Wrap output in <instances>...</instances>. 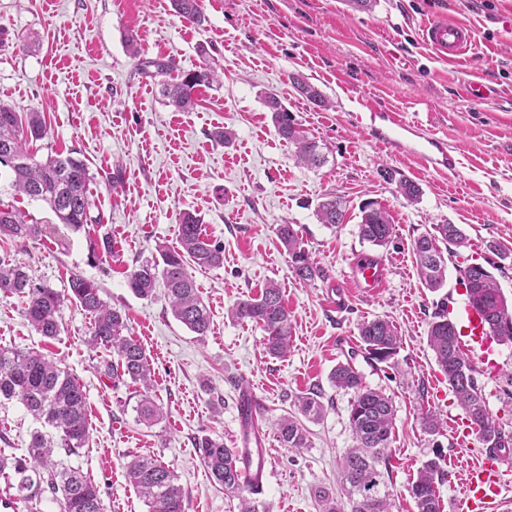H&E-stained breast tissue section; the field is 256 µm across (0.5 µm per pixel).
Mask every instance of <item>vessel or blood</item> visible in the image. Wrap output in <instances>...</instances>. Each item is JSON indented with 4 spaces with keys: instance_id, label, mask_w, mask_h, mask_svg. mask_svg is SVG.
I'll return each instance as SVG.
<instances>
[{
    "instance_id": "vessel-or-blood-1",
    "label": "vessel or blood",
    "mask_w": 512,
    "mask_h": 512,
    "mask_svg": "<svg viewBox=\"0 0 512 512\" xmlns=\"http://www.w3.org/2000/svg\"><path fill=\"white\" fill-rule=\"evenodd\" d=\"M421 37L440 59L451 62L466 56L475 45L468 27L443 17L427 21L421 28ZM382 121V127L374 131L381 144L396 151L411 150L426 166L435 169L453 165L454 159L445 141L430 134H420L417 127L404 119L402 113L385 112ZM385 277L384 265L378 260L362 256L352 264L353 284L363 293H377L383 288ZM463 329L470 343L478 346L482 360H489L494 354L492 339L479 312L466 308ZM237 407L242 427L255 442L254 447L243 451L245 462L242 477L252 491L260 493L264 490L267 477V461L260 448L265 403L256 394L246 393L242 395ZM496 464L494 452L489 449L485 451L480 466L465 474V512H499L503 506L501 489L496 481Z\"/></svg>"
}]
</instances>
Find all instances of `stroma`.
I'll return each instance as SVG.
<instances>
[{"instance_id":"35a3bbf8","label":"stroma","mask_w":512,"mask_h":512,"mask_svg":"<svg viewBox=\"0 0 512 512\" xmlns=\"http://www.w3.org/2000/svg\"><path fill=\"white\" fill-rule=\"evenodd\" d=\"M206 20L196 26L179 17L170 0H0V102L20 112L43 113L47 135L31 143L35 160L74 151L93 181L92 211L101 223L74 232L59 224L42 201L17 194L13 173L0 166V205L19 209L43 228L35 241L0 240L37 281L63 289L73 274L96 281L102 297L126 312L128 334L145 349L154 372L151 395L164 417L142 424L135 411L138 387L104 375L114 355L89 344L92 320L64 302L61 332L47 339L22 315V302L0 294V347L34 349L60 361L87 398L91 440L67 464L89 477L105 512H148L126 478L135 456H152L177 476L186 512H238L237 501L211 483L195 442L203 436L240 445L236 401L244 389L265 397L262 422L271 452L270 476L260 496L265 512H318L314 491L339 490V460L353 445L351 393L328 376L350 359L365 384L393 401L395 424L388 448L392 512H416L407 492L423 463L444 458L447 472L437 491L443 512L463 498L457 473L479 465L483 445L471 436L458 446L447 422L464 412L427 344L438 304L449 312L468 297L457 270L495 263L496 278L512 300V0H371L355 9L348 0H202ZM445 15L467 25L476 49L456 63L440 60L421 39L427 20ZM137 31L145 57L169 58L186 73L212 57L224 70L220 86L201 88L194 111L167 106L158 79L143 74L126 48ZM300 77L318 88L330 106L321 109L292 84ZM481 83L482 100L467 89ZM275 95L327 156L319 168L297 164L294 149L277 134L265 95ZM378 111L396 109L442 138L459 160L451 170L421 165L376 141L370 115L358 97ZM221 128L235 138L213 137ZM391 170L387 181L380 168ZM408 178L421 195L406 201L395 181ZM332 193L346 206L343 224L319 223L315 208ZM378 202L390 214L393 241L376 247L360 239V208ZM202 220L205 238L224 248V264L194 271L211 312V329L199 337L177 321L163 295L136 297L127 276L159 247L176 246L179 213ZM296 225L321 270L300 283L275 227ZM436 224L459 225L466 239L453 247L443 286L420 280L412 242ZM109 238L111 251L91 254L90 239ZM500 247L492 253L490 244ZM369 254L384 261L387 280L368 296L353 285L351 263ZM277 282L292 319L286 357L270 356L266 334L252 322H234L227 309ZM344 298L336 312L333 299ZM382 317L402 338L386 363L365 359L358 326ZM496 367L470 352L486 406L512 435V343H495ZM323 395V418L305 422L308 445L281 446L280 416L295 412L297 396ZM435 412L437 432L423 418ZM37 422L17 401L0 402V452L24 454Z\"/></svg>"}]
</instances>
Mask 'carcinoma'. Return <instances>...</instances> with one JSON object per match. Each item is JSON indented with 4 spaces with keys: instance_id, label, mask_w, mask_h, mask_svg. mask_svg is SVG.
<instances>
[{
    "instance_id": "1",
    "label": "carcinoma",
    "mask_w": 512,
    "mask_h": 512,
    "mask_svg": "<svg viewBox=\"0 0 512 512\" xmlns=\"http://www.w3.org/2000/svg\"><path fill=\"white\" fill-rule=\"evenodd\" d=\"M174 11L188 22L201 26L206 17L199 0H171ZM126 43L131 55L138 58L144 73L150 77L167 76L175 69L170 59L146 58L138 36L130 33ZM220 81L217 68L205 65L181 75L175 81L162 83L165 103L179 112L197 107L192 91L212 87ZM297 90L318 107L328 106L323 94L311 84L294 79ZM267 107L281 139L295 148L298 164L318 167L325 157L318 144L303 134L290 113L270 96ZM47 134L46 120L39 112H18L0 104V165L14 173L13 187L33 200L47 203L59 223L79 231L94 222L90 216L87 163L67 153H57L43 162L35 161L26 149L29 139ZM359 236L373 246H385L394 236L389 214L371 202L361 210ZM321 224L343 223L342 201L333 195L322 197L315 209ZM435 233H423L412 244L419 276L429 288H439L446 280L447 266L441 256V245H460L462 229L456 224H436ZM277 238L289 257L293 275L302 282L320 276L303 247L292 224H278ZM41 235L37 224H28L22 213L0 207V236L19 240H36ZM179 247H162L160 259L142 262L129 273L127 286L142 298L154 296L158 286L164 288V299L172 315L199 337L210 330V310L203 301L188 267L219 268L224 264V249L204 239L201 219L183 212L177 224ZM459 283L464 285L469 305L477 310L488 325L490 335L499 341L512 342V303L504 296L495 276L478 263L459 270ZM0 292L22 300V312L41 336L53 339L60 333L57 312L64 301H74L87 312L93 323L89 342L103 347L118 357L107 366L110 380H130L144 389L137 402L139 421L153 425L163 418L162 407L149 395L152 369L145 350L130 336L126 315L110 306L101 297L100 286L79 274L70 276L68 288L59 291L33 280L24 266L8 254H0ZM228 317L234 321H250L260 325L267 334V349L274 357L288 352L292 325L285 306L282 289L268 283L256 297L236 302ZM359 336L367 359L378 363L390 360L400 348V337L394 325L384 318L363 321ZM428 344L436 362L448 378V387L479 434L486 448L512 458V435L506 434L486 408L476 369L461 350L455 325L447 311L434 313L429 324ZM330 381L338 390L353 392L349 422L354 445L340 461L341 496L324 489L315 490L319 512H391L389 447L395 409L392 400L382 392L365 385L362 374L351 360L338 363L330 373ZM17 400L40 422L42 429L31 435L25 456L0 455V477L15 496L23 500L28 512H38L43 497L51 495L60 512H104L99 489L79 469L54 459V449L68 455L88 445L91 424L87 414L86 394L79 381L61 363L31 350L0 347V401ZM298 413L309 421L321 419L325 412L323 396L308 392L296 398ZM277 439L285 448L307 447V436L301 421L285 415L275 423ZM196 448L207 467L211 481L224 488V495L236 498L239 512H259V503L249 497L250 489L243 483L238 451L224 447V441L205 436ZM435 456L425 462L411 482L408 493L417 512H441L437 486L445 480V470ZM130 484L148 506V512H186L185 494L173 472L162 462L140 456L132 457L126 466Z\"/></svg>"
}]
</instances>
